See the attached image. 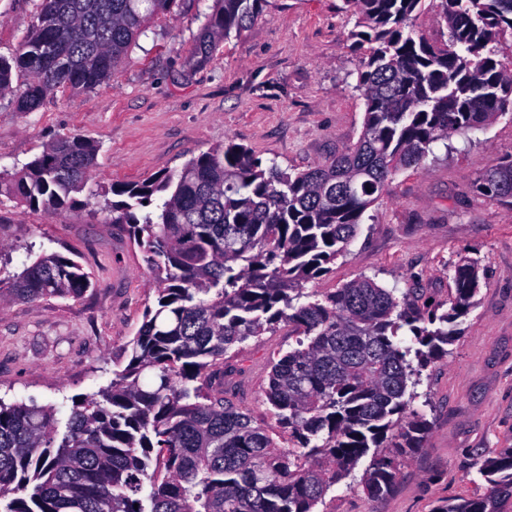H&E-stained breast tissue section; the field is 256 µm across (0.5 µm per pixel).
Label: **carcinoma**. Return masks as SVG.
Here are the masks:
<instances>
[{"mask_svg": "<svg viewBox=\"0 0 512 512\" xmlns=\"http://www.w3.org/2000/svg\"><path fill=\"white\" fill-rule=\"evenodd\" d=\"M174 0H42L15 53L0 55V95L28 76L19 112L51 92L91 91L128 59L154 16ZM189 52L206 64L231 32L257 18L261 0H215ZM424 0H346L351 37L367 46L358 141L330 161L291 173L263 166L232 140L178 172L110 192L112 223L129 227L148 266L156 304L145 309L127 365L97 393L72 398L65 431L54 409L0 402V512H315L327 492L371 456L362 489L389 496L399 458L422 447L429 422L410 409L408 386L448 355L460 318L476 305L480 263L454 266L448 308L361 277L299 303L329 271L364 212L395 172L422 164L432 145L512 112V64L496 59L512 37V0H430L447 29L418 30ZM98 146L59 136L21 169L0 174V197L33 210L82 201ZM476 191L512 206V155L482 172ZM91 277L45 253L0 278V301L79 298ZM288 323L296 345L270 362L267 402L281 446L224 389V354ZM406 330L410 344L395 341ZM477 498L433 512H507L512 448L484 460Z\"/></svg>", "mask_w": 512, "mask_h": 512, "instance_id": "carcinoma-1", "label": "carcinoma"}]
</instances>
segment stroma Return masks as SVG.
<instances>
[{
    "mask_svg": "<svg viewBox=\"0 0 512 512\" xmlns=\"http://www.w3.org/2000/svg\"><path fill=\"white\" fill-rule=\"evenodd\" d=\"M41 0H0V54L30 31ZM215 0H178L153 17L127 62L89 92H55L35 112L0 96V172H14L63 134L94 140L96 166L82 191L90 203L54 213L0 203V278L42 253L80 261L92 286L81 298L0 302V401H36L66 424L76 395L107 386L127 364L130 342L156 296L125 226L98 194L181 170L231 139L262 162L303 172L357 142L364 100L356 88L362 53L344 0H263L257 19L231 34L208 63L186 56ZM512 154V113L434 144L416 168L391 179L328 273L306 284L323 294L361 277L425 301L445 302L460 257L483 269L475 308L459 321L448 356L426 367L412 408L432 423L423 448L400 466L394 491L368 497L361 459L317 512H433L440 500L484 494L482 462L512 447V207L473 190L484 170ZM292 326L234 346L224 387L239 407L271 424L269 362L294 346Z\"/></svg>",
    "mask_w": 512,
    "mask_h": 512,
    "instance_id": "1",
    "label": "stroma"
}]
</instances>
